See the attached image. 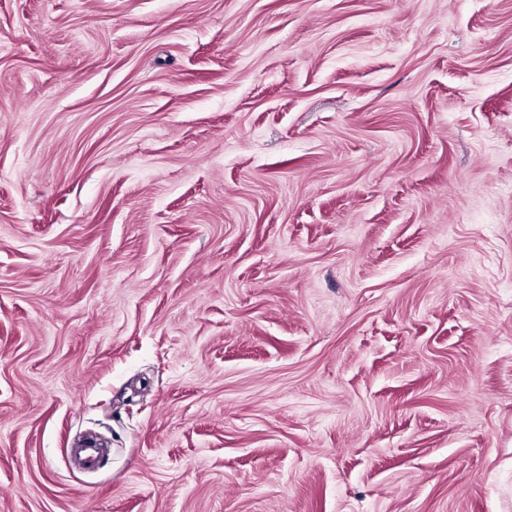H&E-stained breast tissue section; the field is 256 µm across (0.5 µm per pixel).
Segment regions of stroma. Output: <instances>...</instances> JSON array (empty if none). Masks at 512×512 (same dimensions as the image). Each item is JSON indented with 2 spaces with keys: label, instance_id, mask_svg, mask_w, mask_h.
<instances>
[{
  "label": "stroma",
  "instance_id": "obj_1",
  "mask_svg": "<svg viewBox=\"0 0 512 512\" xmlns=\"http://www.w3.org/2000/svg\"><path fill=\"white\" fill-rule=\"evenodd\" d=\"M0 512H512V0H0Z\"/></svg>",
  "mask_w": 512,
  "mask_h": 512
}]
</instances>
